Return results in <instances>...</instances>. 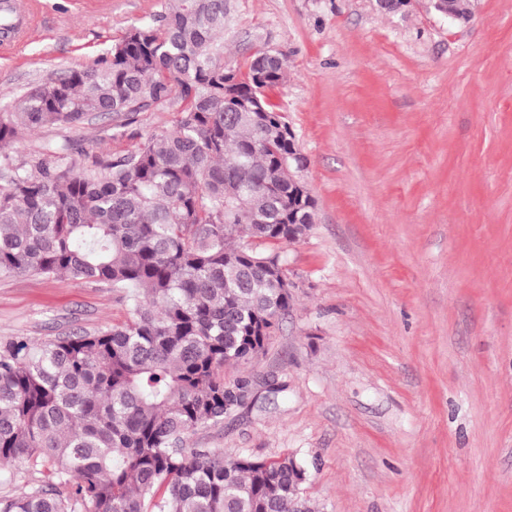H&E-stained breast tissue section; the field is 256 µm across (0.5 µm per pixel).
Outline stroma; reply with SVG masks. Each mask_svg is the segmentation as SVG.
<instances>
[{"label":"stroma","mask_w":512,"mask_h":512,"mask_svg":"<svg viewBox=\"0 0 512 512\" xmlns=\"http://www.w3.org/2000/svg\"><path fill=\"white\" fill-rule=\"evenodd\" d=\"M164 0H34L0 35V106L92 64ZM224 61L284 60L270 98L298 144L315 222L286 247L292 305L251 363L253 399L195 448L310 464L318 512H512V0L450 21L412 0H230ZM154 104L24 135L114 159L172 129ZM111 289L0 275V341L125 322Z\"/></svg>","instance_id":"stroma-1"}]
</instances>
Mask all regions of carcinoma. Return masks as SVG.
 <instances>
[{"label":"carcinoma","instance_id":"obj_1","mask_svg":"<svg viewBox=\"0 0 512 512\" xmlns=\"http://www.w3.org/2000/svg\"><path fill=\"white\" fill-rule=\"evenodd\" d=\"M227 18V0H165L95 66L0 114V274L137 291L121 325L0 345V478L43 475L0 512H315L296 455L188 446L251 398V379L224 367L265 350L291 306L288 231L309 229L288 122L261 93L283 61L258 49L224 66ZM162 102L177 105L172 130L75 174L67 141L31 160L4 152L26 131L93 114L121 124Z\"/></svg>","mask_w":512,"mask_h":512}]
</instances>
